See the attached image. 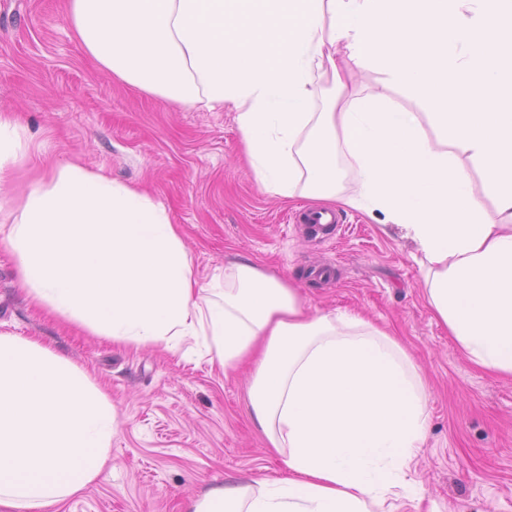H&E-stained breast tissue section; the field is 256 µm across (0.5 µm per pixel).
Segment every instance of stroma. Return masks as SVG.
Listing matches in <instances>:
<instances>
[{
  "mask_svg": "<svg viewBox=\"0 0 512 512\" xmlns=\"http://www.w3.org/2000/svg\"><path fill=\"white\" fill-rule=\"evenodd\" d=\"M63 2L0 0V109L17 113L33 150L149 188L170 207L199 277L248 259L310 308L358 313L396 333L430 393L419 512H512V377L471 366L435 318L414 243L351 209L327 230L290 221L318 201L258 188L233 111L181 107L97 70ZM0 331L87 368L117 415L111 478L61 512H184L211 484L283 471L250 418L246 372L73 334L25 300L1 245Z\"/></svg>",
  "mask_w": 512,
  "mask_h": 512,
  "instance_id": "obj_1",
  "label": "stroma"
}]
</instances>
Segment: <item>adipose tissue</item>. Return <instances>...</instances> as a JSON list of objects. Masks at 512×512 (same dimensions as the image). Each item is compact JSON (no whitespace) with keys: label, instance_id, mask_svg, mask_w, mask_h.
Here are the masks:
<instances>
[{"label":"adipose tissue","instance_id":"adipose-tissue-1","mask_svg":"<svg viewBox=\"0 0 512 512\" xmlns=\"http://www.w3.org/2000/svg\"><path fill=\"white\" fill-rule=\"evenodd\" d=\"M65 18L118 82L233 110L263 192L338 198L398 227L452 340L512 377V0H66ZM345 58L379 90L345 94ZM41 166L0 111V188L40 172L0 207L30 304L113 344L250 373L251 419L285 472L212 485L184 512H404L421 498L429 392L397 335L308 310L248 260L199 280L154 195L78 163ZM117 431L89 371L0 333V512H59L108 479Z\"/></svg>","mask_w":512,"mask_h":512}]
</instances>
